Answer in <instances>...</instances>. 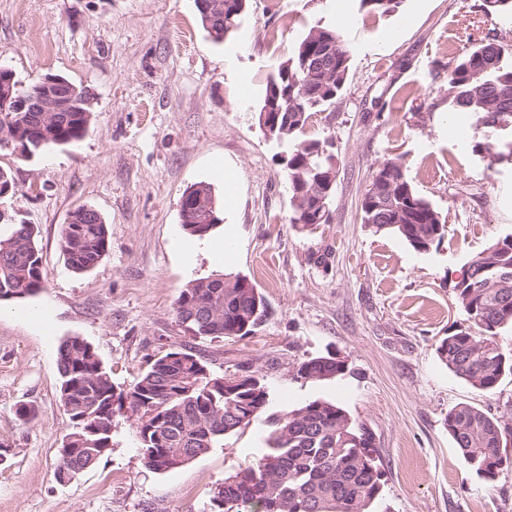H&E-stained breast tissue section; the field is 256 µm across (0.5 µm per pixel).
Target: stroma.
<instances>
[{
  "instance_id": "stroma-1",
  "label": "stroma",
  "mask_w": 512,
  "mask_h": 512,
  "mask_svg": "<svg viewBox=\"0 0 512 512\" xmlns=\"http://www.w3.org/2000/svg\"><path fill=\"white\" fill-rule=\"evenodd\" d=\"M484 0H403L388 16L358 0H246L239 27L214 41L196 0H0V66L20 89L57 74L89 89L90 124L77 142L31 156L0 147L14 188L0 199L14 225L38 230L44 283L0 302V512H205L213 492L266 450L257 418L182 467L153 472L120 421L108 457L71 482L54 475L69 429L59 402L58 349L90 342L121 389L149 360L197 353L217 375L262 377L273 410L338 402L374 436L384 473L379 512H512V465L477 475L448 433L459 405L512 416V375L490 392L439 360L440 340L471 324L455 300L466 263L512 233V164L474 152L470 113L448 123V67L486 40L512 46V16ZM356 18L347 90L314 113L302 136L337 158L331 221L289 224L285 146L257 113L263 88L311 28ZM400 158L417 192L443 216L429 251L363 224L361 199L384 160ZM210 184L221 224L205 237L180 217L183 195ZM97 210L109 249L72 271L59 245L80 207ZM246 276L267 304L246 338H197L175 314L196 279ZM334 354L333 380L298 376ZM29 406L22 423L16 410ZM347 371L346 361L335 355L317 356L305 360L299 366L297 374L304 379L331 380L343 376Z\"/></svg>"
}]
</instances>
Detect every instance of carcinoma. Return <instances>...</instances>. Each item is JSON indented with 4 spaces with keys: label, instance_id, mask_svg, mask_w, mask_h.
I'll return each instance as SVG.
<instances>
[{
    "label": "carcinoma",
    "instance_id": "1",
    "mask_svg": "<svg viewBox=\"0 0 512 512\" xmlns=\"http://www.w3.org/2000/svg\"><path fill=\"white\" fill-rule=\"evenodd\" d=\"M231 6L214 19L200 16L211 36L221 41L241 22L246 0H224ZM374 15L395 12L402 0H359ZM512 50L480 44L456 62L448 74L453 106L473 114L482 140L473 150L490 163L512 161ZM350 73V50L340 34L312 28L294 54L266 83L261 108L277 101L288 114V182L292 213L289 223L304 227L326 224L327 208L316 206L313 189L318 173L336 171V156L317 140H298L309 118L324 112L344 92ZM77 100L79 111L60 112L59 136L79 140L90 121V94ZM36 112L0 108V146L16 144L14 132L30 128L23 151L31 155L51 145L39 136ZM361 210L363 223L378 232L400 236L417 251H427L444 235L445 221L406 178L397 159L381 163L372 175ZM75 220L62 227L60 245L75 272L92 270L106 254L109 232L103 217ZM192 235L210 234L214 225L205 210L195 220L182 218ZM37 232L17 224L0 239V301L35 295L43 284ZM468 266L471 280L455 285L458 305L480 335L459 331L445 337L436 352L440 361L474 389L488 392L512 375V355L493 340L512 325V243L504 237L475 256ZM243 278L225 276L188 283L176 300L179 322L197 338L249 336L265 316V299L255 286L239 287ZM59 402L71 428L58 450L55 476L68 483L112 452L116 416L131 422L148 469L181 467L216 447L224 437L265 413L270 394L261 379L242 376L235 386L210 372L190 350H175L153 360L128 390H118L94 347L81 336L65 339L58 351ZM346 361L335 355L305 360L297 374L310 380L344 375ZM267 452L227 478L210 498L207 512H225L220 504L237 502L235 512H374L381 499L383 473L373 436L337 402L314 400L283 415L269 416ZM448 434L477 474L493 479L512 463L499 448L512 439V419L504 421L483 410L462 405L446 418Z\"/></svg>",
    "mask_w": 512,
    "mask_h": 512
}]
</instances>
